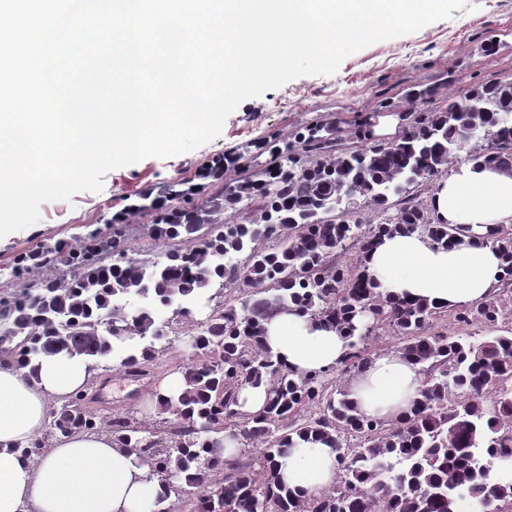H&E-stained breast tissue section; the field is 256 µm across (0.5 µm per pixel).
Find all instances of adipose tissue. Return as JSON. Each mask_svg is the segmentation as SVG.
<instances>
[{"label": "adipose tissue", "mask_w": 512, "mask_h": 512, "mask_svg": "<svg viewBox=\"0 0 512 512\" xmlns=\"http://www.w3.org/2000/svg\"><path fill=\"white\" fill-rule=\"evenodd\" d=\"M431 205L448 224L470 226L461 245L443 248L420 234L394 235L367 257L377 291L409 294L436 306L475 303L491 296L503 275L490 231L512 226V170L469 161L436 182ZM267 345L299 371L336 363L347 340L336 331L282 312L267 324ZM89 377L82 358H43L36 373L0 359V512H150L164 484L135 453L115 447L108 432L77 431L56 437L39 461L20 445L41 437L51 400L83 389ZM422 375L396 351L379 355L350 384V398L367 416L389 419L406 412ZM291 490L312 494L336 480V455L321 443H301L279 461Z\"/></svg>", "instance_id": "adipose-tissue-1"}]
</instances>
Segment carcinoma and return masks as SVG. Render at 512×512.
Listing matches in <instances>:
<instances>
[{
	"mask_svg": "<svg viewBox=\"0 0 512 512\" xmlns=\"http://www.w3.org/2000/svg\"><path fill=\"white\" fill-rule=\"evenodd\" d=\"M369 127L366 116L365 143L347 149L336 121L317 119L235 179H224L222 158L204 167V196L178 182L142 194L136 209L150 217L149 237L169 244L163 261L129 256L121 228L21 258L15 276L56 271L0 296V357L24 366L59 353L110 356L145 375L191 305L215 302L191 332L184 387L157 395L168 426L112 418L81 393L50 409V434L109 427L174 494L157 501L158 512H512V227L487 239L503 278L477 304L385 298L363 269L385 234L463 241L469 227L435 221L415 188L463 161L512 168V81L407 113L391 143L370 140ZM366 210L373 219L360 217ZM228 211L243 217L230 223ZM288 309L349 339L336 366L296 372L264 343L265 323ZM445 316L484 335L434 331ZM385 333L424 376L410 412L390 420L358 413L344 381L375 357L371 341ZM246 387L265 390L257 412L241 410ZM226 434L242 445L228 457ZM298 440L335 450V486L306 496L280 483L278 459Z\"/></svg>",
	"mask_w": 512,
	"mask_h": 512,
	"instance_id": "carcinoma-1",
	"label": "carcinoma"
}]
</instances>
